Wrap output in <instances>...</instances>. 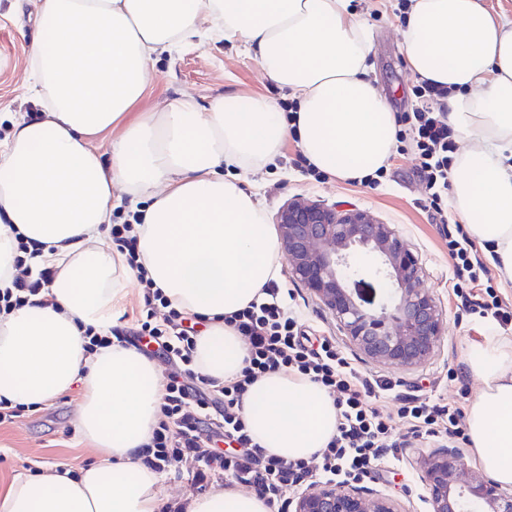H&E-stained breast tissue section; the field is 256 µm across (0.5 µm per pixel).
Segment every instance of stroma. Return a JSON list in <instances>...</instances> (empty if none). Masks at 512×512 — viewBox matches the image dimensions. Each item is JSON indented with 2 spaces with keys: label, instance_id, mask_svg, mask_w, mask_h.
Returning a JSON list of instances; mask_svg holds the SVG:
<instances>
[{
  "label": "stroma",
  "instance_id": "35a3bbf8",
  "mask_svg": "<svg viewBox=\"0 0 512 512\" xmlns=\"http://www.w3.org/2000/svg\"><path fill=\"white\" fill-rule=\"evenodd\" d=\"M38 6L39 0H26L22 11L17 12L13 0H0V141L11 130L12 115L40 109L30 95L29 63ZM352 7L370 32L371 79L393 112L413 111L418 104L413 88L419 78L408 68L401 51L405 17L399 0H352ZM184 94L204 104L223 100L231 112L247 109L250 99L256 97L273 99L282 107L293 100L288 90L265 75L254 54L221 36L203 43L193 39L177 52L156 57L152 81L138 109L158 111ZM297 149L296 142H287L274 163L240 174L243 187L254 194L268 223H275L279 209L294 198L367 210L375 219L391 225L417 258L423 272L422 286L440 303L448 329L431 360L415 369H401L365 359L350 345L331 312L285 270L278 284L290 295V309L316 335L332 337L363 371L399 382L403 393L466 407L478 386L466 369L467 342L491 322L465 312L453 291L447 239L418 205L423 188L414 148L394 154L382 178L371 186L328 176L315 179L294 164ZM81 397V384H74L65 394L25 412L15 423L0 426V492L14 478L29 475L34 466L42 472L58 465L79 472L94 462L93 449L71 424ZM392 435L400 444L397 458L381 465L367 485L397 499L405 512H427L414 458L417 452L435 449L437 443L412 437L408 422L399 418L393 422Z\"/></svg>",
  "mask_w": 512,
  "mask_h": 512
}]
</instances>
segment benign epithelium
<instances>
[{
	"label": "benign epithelium",
	"mask_w": 512,
	"mask_h": 512,
	"mask_svg": "<svg viewBox=\"0 0 512 512\" xmlns=\"http://www.w3.org/2000/svg\"><path fill=\"white\" fill-rule=\"evenodd\" d=\"M276 223L288 268L336 317L351 345L367 359L413 369L438 350L447 330L441 306L421 287L422 270L389 224L360 208L293 199ZM371 273L389 281L379 312L360 305L349 288ZM428 512H512V491L471 477L465 454L450 442L418 456ZM290 512H401L373 489L320 482L290 499Z\"/></svg>",
	"instance_id": "benign-epithelium-1"
}]
</instances>
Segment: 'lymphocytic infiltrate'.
<instances>
[{
    "instance_id": "1",
    "label": "lymphocytic infiltrate",
    "mask_w": 512,
    "mask_h": 512,
    "mask_svg": "<svg viewBox=\"0 0 512 512\" xmlns=\"http://www.w3.org/2000/svg\"><path fill=\"white\" fill-rule=\"evenodd\" d=\"M413 93L419 106L401 116L398 139L411 141L417 152L425 188L423 208L434 223L448 229L456 295L469 313L492 318L501 327L511 325L512 306L496 298L487 265L463 225L453 223L444 201L455 133L437 106L449 91L424 80ZM52 275L45 267L15 278L11 287L0 290V313L45 297ZM137 286L142 306L130 332L132 342L142 352L153 349L163 355L171 370L159 419L136 458L156 472H175L193 490H205L228 477L254 488L270 512H288V500L299 486L370 479L398 451L393 418L407 420L416 438L462 434L461 410L448 403L401 395L394 410L377 406L379 394L392 391L393 382L361 371L332 338L306 334L285 306L278 284H269L259 299L225 316V324L246 339L249 357L240 374L224 382L195 369L196 337L203 317L173 307L146 270L139 269ZM280 370L298 372L321 384L336 406L335 436L307 459L266 455L243 416V400L255 382Z\"/></svg>"
}]
</instances>
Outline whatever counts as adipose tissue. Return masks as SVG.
<instances>
[{
  "label": "adipose tissue",
  "instance_id": "ef3b65f1",
  "mask_svg": "<svg viewBox=\"0 0 512 512\" xmlns=\"http://www.w3.org/2000/svg\"><path fill=\"white\" fill-rule=\"evenodd\" d=\"M209 32L239 42L290 91L295 121L268 98L230 112L184 95L127 123L153 56ZM401 44L413 74L449 90L448 124L465 143L451 205L512 284V15L482 0H412ZM370 51L351 0H41L30 47L40 116L14 120L0 141V287L17 274L22 239L39 250L32 266L56 274L47 305L0 316V398L45 403L82 384L73 424L97 460L75 479L58 469L15 479L0 512H159L161 476L135 455L158 420L162 370L117 342L86 349V330L109 335L136 283L138 269L108 242L112 211L149 200L141 267L174 307L208 319L199 370L235 378L248 345L224 316L279 279L281 252L253 194L222 168H262L292 135L317 170L344 182L387 166L399 125L368 77ZM118 126L107 153L92 147ZM466 364L480 382L466 408L469 455L512 487V336L468 342ZM243 415L267 454L288 459L310 458L336 433L326 389L293 372L261 377ZM187 512L269 508L219 488L190 498Z\"/></svg>",
  "mask_w": 512,
  "mask_h": 512
}]
</instances>
